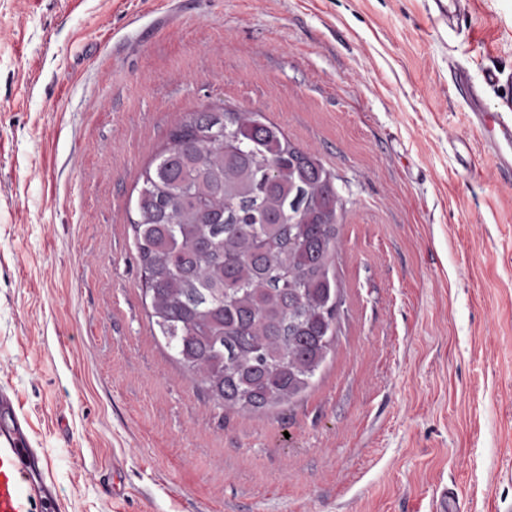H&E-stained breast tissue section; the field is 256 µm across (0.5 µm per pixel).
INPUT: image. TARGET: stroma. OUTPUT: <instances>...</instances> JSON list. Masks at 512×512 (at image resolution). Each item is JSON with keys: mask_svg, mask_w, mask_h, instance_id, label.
I'll list each match as a JSON object with an SVG mask.
<instances>
[{"mask_svg": "<svg viewBox=\"0 0 512 512\" xmlns=\"http://www.w3.org/2000/svg\"><path fill=\"white\" fill-rule=\"evenodd\" d=\"M436 2L0 0V387L68 512H512V186L449 72L512 95V0L451 28ZM217 106L345 202L336 346L266 412L173 360L131 227L170 129Z\"/></svg>", "mask_w": 512, "mask_h": 512, "instance_id": "obj_1", "label": "stroma"}]
</instances>
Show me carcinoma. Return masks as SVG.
<instances>
[{
	"mask_svg": "<svg viewBox=\"0 0 512 512\" xmlns=\"http://www.w3.org/2000/svg\"><path fill=\"white\" fill-rule=\"evenodd\" d=\"M149 317L218 407L300 397L336 341L335 176L258 112L200 110L142 174Z\"/></svg>",
	"mask_w": 512,
	"mask_h": 512,
	"instance_id": "obj_1",
	"label": "carcinoma"
}]
</instances>
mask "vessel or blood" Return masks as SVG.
I'll use <instances>...</instances> for the list:
<instances>
[{
	"mask_svg": "<svg viewBox=\"0 0 512 512\" xmlns=\"http://www.w3.org/2000/svg\"><path fill=\"white\" fill-rule=\"evenodd\" d=\"M452 82L466 101L471 123L481 134L482 150L492 159L500 182L511 185L512 98L491 112L465 71H454ZM48 471L47 456L33 447L28 421L19 412L14 396L0 390V512H61Z\"/></svg>",
	"mask_w": 512,
	"mask_h": 512,
	"instance_id": "1",
	"label": "vessel or blood"
}]
</instances>
